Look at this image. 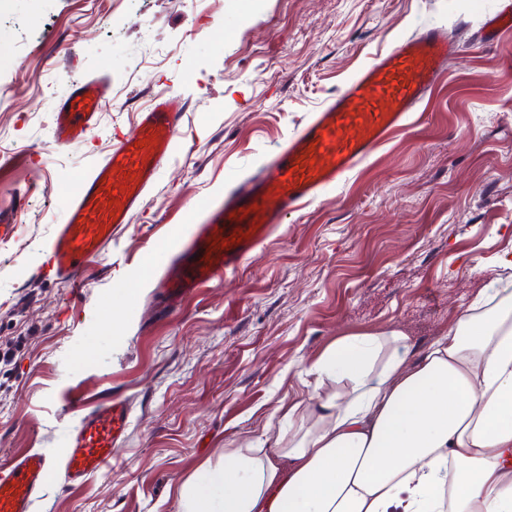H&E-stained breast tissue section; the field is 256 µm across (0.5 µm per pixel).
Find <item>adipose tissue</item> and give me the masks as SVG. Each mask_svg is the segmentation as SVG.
I'll list each match as a JSON object with an SVG mask.
<instances>
[{"instance_id":"obj_1","label":"adipose tissue","mask_w":512,"mask_h":512,"mask_svg":"<svg viewBox=\"0 0 512 512\" xmlns=\"http://www.w3.org/2000/svg\"><path fill=\"white\" fill-rule=\"evenodd\" d=\"M303 371L284 430L201 462L180 512H512L511 279L428 344L353 333Z\"/></svg>"}]
</instances>
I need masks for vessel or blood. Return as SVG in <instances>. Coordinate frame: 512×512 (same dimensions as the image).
<instances>
[{
  "mask_svg": "<svg viewBox=\"0 0 512 512\" xmlns=\"http://www.w3.org/2000/svg\"><path fill=\"white\" fill-rule=\"evenodd\" d=\"M459 50L435 28L400 38L363 65L254 170L235 180L211 206L164 270L155 293L176 309L197 289L219 276L237 273L244 261L277 234L289 214L335 187L407 120L437 84ZM105 99L101 85H74L52 125L56 144L85 140ZM185 102L162 95L139 116L135 129L88 174L69 197L67 219L56 225L48 243L52 277L79 286L83 275L115 232L139 210L148 190L174 150ZM245 238L234 241L236 233ZM127 400L95 406L73 428L59 458L29 450L0 467V512H31L32 504L54 477L80 483L111 466L131 425Z\"/></svg>",
  "mask_w": 512,
  "mask_h": 512,
  "instance_id": "vessel-or-blood-1",
  "label": "vessel or blood"
}]
</instances>
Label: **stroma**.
Listing matches in <instances>:
<instances>
[{"mask_svg": "<svg viewBox=\"0 0 512 512\" xmlns=\"http://www.w3.org/2000/svg\"><path fill=\"white\" fill-rule=\"evenodd\" d=\"M497 0H0V464L63 455L84 409L132 405L112 468L52 479L31 512H179L173 487L232 438L275 436L279 401L336 338L391 326L425 343L506 270L512 249V36ZM433 26L460 55L385 143L288 215L238 275L168 312L150 281L208 201L402 36ZM103 78L96 128L52 139L76 80ZM188 103L143 208L86 274H46L67 187L156 94ZM144 282L126 297L132 279Z\"/></svg>", "mask_w": 512, "mask_h": 512, "instance_id": "1", "label": "stroma"}]
</instances>
